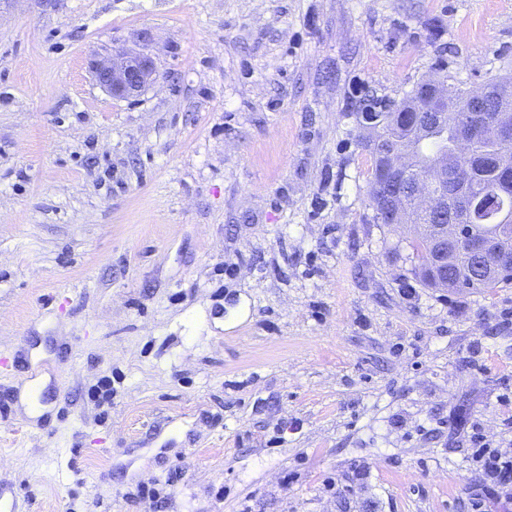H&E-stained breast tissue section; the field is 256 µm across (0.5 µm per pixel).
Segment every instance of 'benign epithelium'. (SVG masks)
<instances>
[{"mask_svg": "<svg viewBox=\"0 0 512 512\" xmlns=\"http://www.w3.org/2000/svg\"><path fill=\"white\" fill-rule=\"evenodd\" d=\"M90 73L95 83L106 90L112 97L130 99L139 96L156 79V66L147 45L138 50H127L112 55L103 60H93L89 65ZM452 89L448 87L447 80L438 78L431 85L424 111L433 112L440 116L448 111V97ZM472 107L471 114L464 118V132L456 141L452 155L461 164L471 161L468 145L481 140L489 134L495 135L504 146L512 145V123L508 117L491 126L481 122L478 118L483 109L482 90L475 88L470 93ZM409 160L402 154L393 151L386 153V165L383 174L407 176ZM416 201L423 209H437L446 203V199L435 195L428 185L419 184ZM399 208V198L388 195L382 200L381 206L374 212V219L379 224L390 221ZM463 236L462 225L448 224L443 231L433 239L434 255L431 262V273L437 281L448 284L444 276L448 275V265L455 264L454 255L456 244ZM468 250L486 260L487 274L501 270L503 262L509 259L512 253L503 238H475L469 241Z\"/></svg>", "mask_w": 512, "mask_h": 512, "instance_id": "1", "label": "benign epithelium"}]
</instances>
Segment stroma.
Returning a JSON list of instances; mask_svg holds the SVG:
<instances>
[{"mask_svg":"<svg viewBox=\"0 0 512 512\" xmlns=\"http://www.w3.org/2000/svg\"><path fill=\"white\" fill-rule=\"evenodd\" d=\"M148 38L155 83L88 64ZM512 75V0H0V483L24 512H472L512 284L424 287L361 104ZM47 375L19 400L30 359ZM374 137H371L367 141H363V147L368 152L371 161V179H370V187H369V205L371 208L376 210L379 198H380V190L377 188L375 182L378 178L379 174V157L377 153V148L372 144ZM399 208V198L397 195H387L385 199L382 200L381 206L374 212V219L379 224H384L385 222H389L395 215Z\"/></svg>","mask_w":512,"mask_h":512,"instance_id":"35a3bbf8","label":"stroma"}]
</instances>
